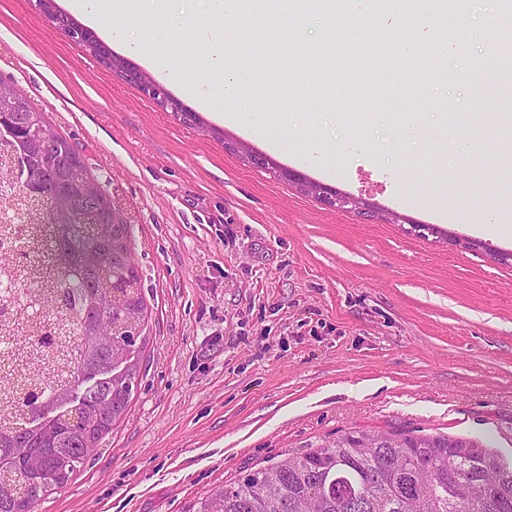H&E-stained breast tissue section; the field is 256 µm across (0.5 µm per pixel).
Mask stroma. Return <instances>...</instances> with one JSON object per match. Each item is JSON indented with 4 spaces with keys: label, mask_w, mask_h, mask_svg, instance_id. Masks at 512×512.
Listing matches in <instances>:
<instances>
[{
    "label": "stroma",
    "mask_w": 512,
    "mask_h": 512,
    "mask_svg": "<svg viewBox=\"0 0 512 512\" xmlns=\"http://www.w3.org/2000/svg\"><path fill=\"white\" fill-rule=\"evenodd\" d=\"M437 12L409 0L382 24L362 0L345 20L325 8L334 30L289 7L274 25L225 17L227 63L259 73L238 109L278 116L259 138L217 109L206 130L182 124L36 0H0V81L132 225L148 307L128 414L36 512H194L244 470L347 429L460 434L512 457V266L497 259L512 237L477 222L512 211V143L489 125L512 122V77L497 70L495 0L452 12L464 42L428 38ZM159 50L203 80L188 29ZM232 142L402 221L322 206Z\"/></svg>",
    "instance_id": "1"
}]
</instances>
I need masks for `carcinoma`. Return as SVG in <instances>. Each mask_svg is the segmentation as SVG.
I'll use <instances>...</instances> for the list:
<instances>
[{
    "mask_svg": "<svg viewBox=\"0 0 512 512\" xmlns=\"http://www.w3.org/2000/svg\"><path fill=\"white\" fill-rule=\"evenodd\" d=\"M0 136L24 171L30 222L56 227L70 258L36 280L42 300L25 332L0 336L11 353L0 377V512H35L63 488L128 411L138 387L147 304L121 224L77 149L61 136L41 148L44 125L29 102L5 105ZM46 240L19 243L16 267ZM195 512H512V460L474 437L401 427L348 430L309 450L253 468L211 491Z\"/></svg>",
    "mask_w": 512,
    "mask_h": 512,
    "instance_id": "obj_1",
    "label": "carcinoma"
}]
</instances>
